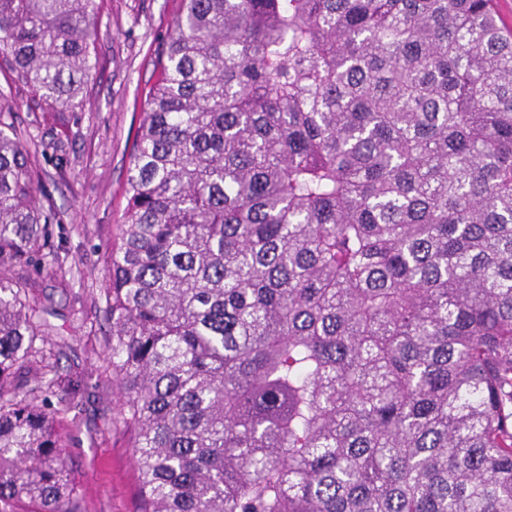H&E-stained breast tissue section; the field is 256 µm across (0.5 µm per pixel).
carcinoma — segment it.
I'll return each mask as SVG.
<instances>
[{
  "label": "carcinoma",
  "instance_id": "obj_1",
  "mask_svg": "<svg viewBox=\"0 0 512 512\" xmlns=\"http://www.w3.org/2000/svg\"><path fill=\"white\" fill-rule=\"evenodd\" d=\"M495 0H180L107 255L142 512H512V29ZM95 0H0L84 101ZM0 111V512H78L29 133Z\"/></svg>",
  "mask_w": 512,
  "mask_h": 512
}]
</instances>
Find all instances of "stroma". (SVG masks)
I'll return each mask as SVG.
<instances>
[{
	"instance_id": "obj_1",
	"label": "stroma",
	"mask_w": 512,
	"mask_h": 512,
	"mask_svg": "<svg viewBox=\"0 0 512 512\" xmlns=\"http://www.w3.org/2000/svg\"><path fill=\"white\" fill-rule=\"evenodd\" d=\"M96 69L83 106L60 110L34 104L30 89L0 60L4 92L35 146L43 171L39 200H52L59 216L55 239L62 246L66 278L33 266L22 271L36 301L51 297L49 344L55 391L69 406L61 423L80 512H139L138 469L130 435L118 421L120 393L102 380L105 368V258L123 220L124 187L132 145L153 61L179 0H98Z\"/></svg>"
}]
</instances>
